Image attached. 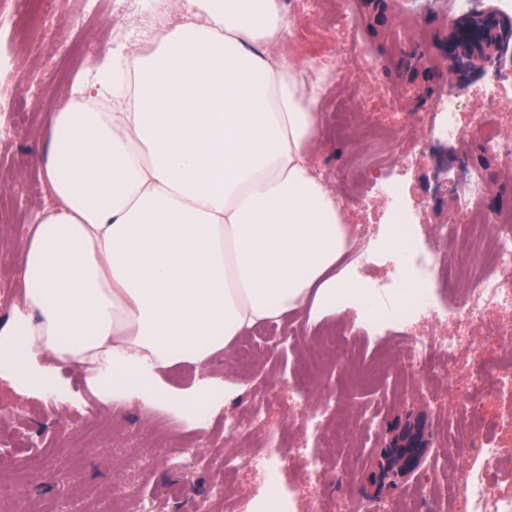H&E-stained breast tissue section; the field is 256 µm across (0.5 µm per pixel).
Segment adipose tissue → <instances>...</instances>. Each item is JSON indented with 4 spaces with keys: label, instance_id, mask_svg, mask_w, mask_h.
Listing matches in <instances>:
<instances>
[{
    "label": "adipose tissue",
    "instance_id": "ef3b65f1",
    "mask_svg": "<svg viewBox=\"0 0 512 512\" xmlns=\"http://www.w3.org/2000/svg\"><path fill=\"white\" fill-rule=\"evenodd\" d=\"M173 5L177 24L76 77L43 132L56 203L0 323L17 389L66 394L78 364L103 402L192 414L234 392L207 370L256 326L377 305L343 266L354 228L312 162L321 96L283 0ZM179 365L200 372L188 387L167 379Z\"/></svg>",
    "mask_w": 512,
    "mask_h": 512
}]
</instances>
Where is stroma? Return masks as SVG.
Here are the masks:
<instances>
[{
	"instance_id": "stroma-1",
	"label": "stroma",
	"mask_w": 512,
	"mask_h": 512,
	"mask_svg": "<svg viewBox=\"0 0 512 512\" xmlns=\"http://www.w3.org/2000/svg\"><path fill=\"white\" fill-rule=\"evenodd\" d=\"M107 12L96 26L117 29V39L101 42L71 29L63 13L73 0H56L46 26L9 57L0 60L6 80L0 93L13 98L26 119L0 117V319L21 300V285L14 274L16 246L28 224L40 211L47 193L37 164L42 131L53 112L68 97L73 79L89 59L106 60L130 31L148 25V17L129 9L125 0H108ZM290 8L295 51L308 61L328 55L336 44L357 42L367 59L361 67L342 68L344 93L324 90L322 120L316 133L317 170L340 202L355 236L376 245L385 229L381 200L363 199L352 188L357 157L369 152L359 138L336 133V111L342 97H351L366 121L396 114L397 154L390 160L399 173L407 206L418 227V242L445 256H452L455 241L440 240L434 227L456 223L461 214L450 195L435 194L431 172L462 161L477 167L486 179L484 211L512 213V173L498 156L488 153L482 138L469 132L460 142H434L423 138L431 112L457 88H468L464 113L480 111L486 77L480 73H451L441 44L448 37L449 19L458 17L456 0H384L380 9L368 12L362 0H352L354 22L340 25L334 0H284ZM58 42L72 44L70 53L56 57L53 65L32 76L31 63ZM433 46L432 57L418 71H409L410 54L423 43ZM42 85L41 98H31V78ZM362 317L347 309L304 325L288 319L277 326L262 325L235 343L213 364L211 373L236 384L237 390L220 409L209 412L204 422L168 410L141 413L132 406L89 410L83 405L86 372L69 367L63 375L75 398L74 404L56 403L46 411V398L15 394L0 384V438L9 430L32 437L39 453L24 449L0 456V512L37 499L52 512H185L187 505L204 503L206 512H255L270 490L259 470L225 466L224 452L242 455L263 451L270 436H277L281 451L290 460L283 478L291 512H434L421 494L393 493L375 501L361 478L376 434L386 422L407 415H424L429 465L412 475L410 485L440 488L452 481L457 470L474 468L477 480L512 491V459L500 474L476 470L469 454L468 436L449 432V425L465 420L464 402H477L485 415H495L501 402L487 384L472 380L470 358L486 350L489 333H508L501 318L478 326L475 339L456 365L438 355L434 365L406 364L408 382L392 392L387 381L358 382L353 364L382 354L399 355L404 341L396 332L362 331ZM305 394L302 408L289 409L292 387ZM265 418L254 422L256 406ZM318 410L336 418L343 434L328 430L318 449L319 469L311 489L296 490L294 476L305 468V458L294 443L305 434L309 417ZM240 418L241 432L228 439L224 422Z\"/></svg>"
}]
</instances>
